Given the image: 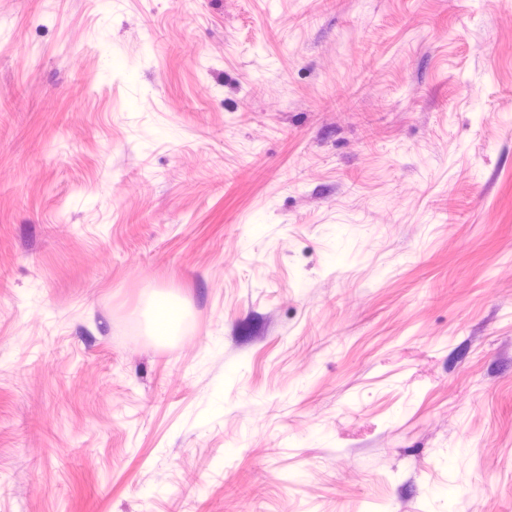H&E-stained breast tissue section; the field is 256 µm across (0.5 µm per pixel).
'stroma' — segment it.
<instances>
[{"mask_svg": "<svg viewBox=\"0 0 512 512\" xmlns=\"http://www.w3.org/2000/svg\"><path fill=\"white\" fill-rule=\"evenodd\" d=\"M451 483L512 512V0H0V512ZM146 319L152 326L155 335L166 338L174 335L178 329L179 319L170 301L160 296L146 311Z\"/></svg>", "mask_w": 512, "mask_h": 512, "instance_id": "1", "label": "stroma"}]
</instances>
